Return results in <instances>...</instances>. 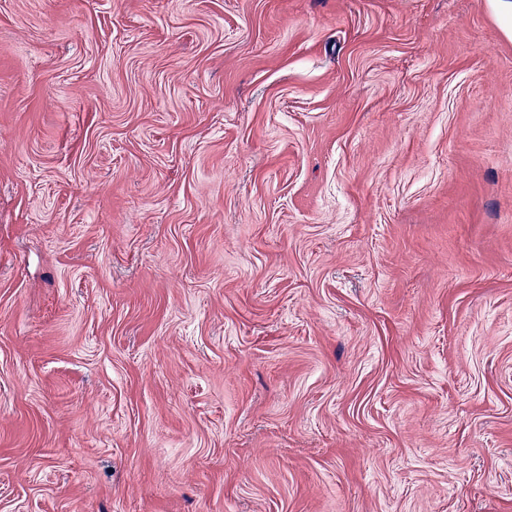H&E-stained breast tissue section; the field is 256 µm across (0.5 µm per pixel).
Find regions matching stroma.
Returning <instances> with one entry per match:
<instances>
[{"mask_svg": "<svg viewBox=\"0 0 512 512\" xmlns=\"http://www.w3.org/2000/svg\"><path fill=\"white\" fill-rule=\"evenodd\" d=\"M0 512H512L492 0H0Z\"/></svg>", "mask_w": 512, "mask_h": 512, "instance_id": "1", "label": "stroma"}]
</instances>
